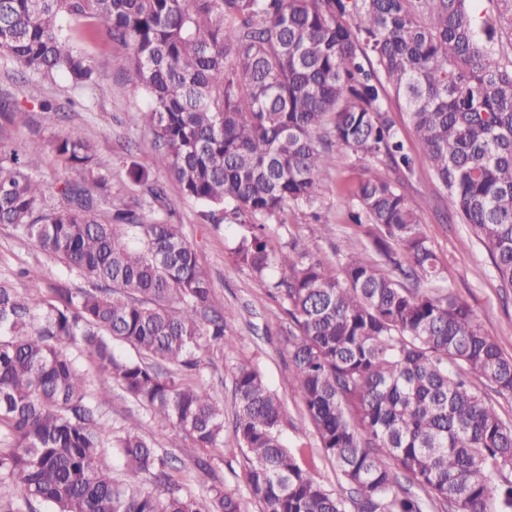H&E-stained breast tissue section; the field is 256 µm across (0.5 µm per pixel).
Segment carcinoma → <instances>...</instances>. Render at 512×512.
<instances>
[{
    "label": "carcinoma",
    "mask_w": 512,
    "mask_h": 512,
    "mask_svg": "<svg viewBox=\"0 0 512 512\" xmlns=\"http://www.w3.org/2000/svg\"><path fill=\"white\" fill-rule=\"evenodd\" d=\"M474 0H0V57L37 80L66 76L75 94L99 80L83 40L130 49L147 107L133 121L161 152L183 194L238 220L279 219L311 205L333 164L326 138L406 177L416 173L391 117L406 113L456 216L512 288V0L497 15ZM67 21L80 24L76 29ZM0 143V224H11L92 284L28 294L0 279V483L49 512H243L213 484L199 502L171 461L129 424L112 441L122 478L101 462L102 417L77 359H90L158 420L198 448L224 446V404L152 360L194 375L204 346L230 349L222 305L197 253L159 211L163 191L132 165L147 198L112 206L108 170L77 128L58 137L78 179L46 183L26 155ZM367 223L336 267L308 258L299 238L269 249L260 230L239 260L264 280L274 267L292 329L288 389L320 447L357 497L312 478L283 442L281 398L251 365L234 377L235 432L259 512H423L396 491L388 462L448 512H512V421L471 377L512 397V356L471 307L439 285L441 268L400 184L378 174L348 189ZM118 345L139 355L116 354Z\"/></svg>",
    "instance_id": "cac0c4a2"
}]
</instances>
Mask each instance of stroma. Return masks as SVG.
Masks as SVG:
<instances>
[{
    "mask_svg": "<svg viewBox=\"0 0 512 512\" xmlns=\"http://www.w3.org/2000/svg\"><path fill=\"white\" fill-rule=\"evenodd\" d=\"M81 47L94 58L103 78L84 92L76 107L68 103L73 93L66 77L59 75L54 80L38 82L17 66L0 59V97H9L28 118L27 125L11 129L9 145L18 148L30 141L41 143V150L30 156L29 164L47 182L46 203L50 206L58 203L54 185L65 176L52 143L67 128H79L95 143L99 158L109 168L113 203L141 195L140 186L127 175L129 165H138L148 172L151 179L164 187L165 216L171 223L181 226L223 303L227 337L244 339L235 349L214 346L199 354V381L224 403V445L210 449L212 472L208 475L195 468L198 450L190 440L163 427L151 412L113 384L89 360L78 359L77 365L87 378L104 423V465L113 475L122 474L124 461L114 451L112 440L133 421L141 434L166 452L173 465L181 469L184 494L205 499L212 481L218 480L226 492L241 500L245 512H258L246 488L245 459L235 434L233 377L238 365L249 364L260 371L284 403V442L298 452L326 489L349 496L350 489L334 462L322 451L303 404L288 389L291 358L286 336L289 321L273 288L275 278L270 275L265 281H258L235 255L239 240L248 233L247 225L211 224L204 206L184 196L177 182L158 166V149L152 133L132 120L135 111L144 107L145 99L137 90L134 75L125 62V49L103 39L83 41ZM44 100L61 107L63 114L58 121L45 119L40 110ZM392 118L417 167L416 175L404 181V191L418 204L424 231L440 260L444 285L450 286L471 306L484 331L496 340L502 352L512 355V290L501 289L485 249L471 240L468 226L448 223L447 216L453 211L451 199L437 186L406 114L396 109ZM330 153L334 163L313 207L289 206L283 221H266L264 233L275 248L285 246L292 238H305L312 255L337 266L363 234L348 218L353 207L347 195L348 186L373 172H382L390 178L395 172L335 143L331 144ZM315 224L325 225L323 235L311 234L310 229ZM20 266L48 284L66 280L74 288L87 285L86 280L70 274L63 264L13 226L0 224V277H8L12 269Z\"/></svg>",
    "mask_w": 512,
    "mask_h": 512,
    "instance_id": "obj_1",
    "label": "stroma"
}]
</instances>
